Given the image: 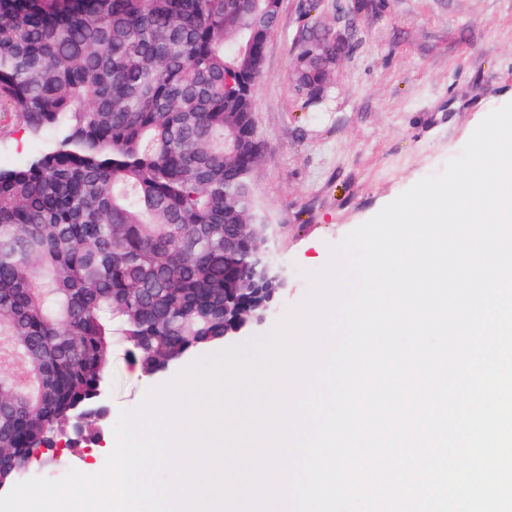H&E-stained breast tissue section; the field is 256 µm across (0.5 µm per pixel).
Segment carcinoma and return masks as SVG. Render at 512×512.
Segmentation results:
<instances>
[{
  "label": "carcinoma",
  "instance_id": "cac0c4a2",
  "mask_svg": "<svg viewBox=\"0 0 512 512\" xmlns=\"http://www.w3.org/2000/svg\"><path fill=\"white\" fill-rule=\"evenodd\" d=\"M279 0H0V106L53 142L0 168V358L34 388L0 399V473L97 407L112 338L147 374L222 342L282 293L251 274L254 81ZM330 70L295 46L294 91Z\"/></svg>",
  "mask_w": 512,
  "mask_h": 512
}]
</instances>
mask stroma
<instances>
[{
	"label": "stroma",
	"mask_w": 512,
	"mask_h": 512,
	"mask_svg": "<svg viewBox=\"0 0 512 512\" xmlns=\"http://www.w3.org/2000/svg\"><path fill=\"white\" fill-rule=\"evenodd\" d=\"M322 27L344 34L349 52L322 104L301 107L292 81L293 40L305 0H281L278 31L267 41L264 78L253 97L265 144L251 173L254 214L275 261L288 274L279 306L299 303L305 277L327 265L330 248L420 179L441 172L494 109L512 102V0H320ZM52 141L0 111V167L31 162ZM133 365L112 343V369L93 421L92 453H43L19 481L57 479L70 469L99 472L120 409L171 381Z\"/></svg>",
	"instance_id": "stroma-1"
}]
</instances>
